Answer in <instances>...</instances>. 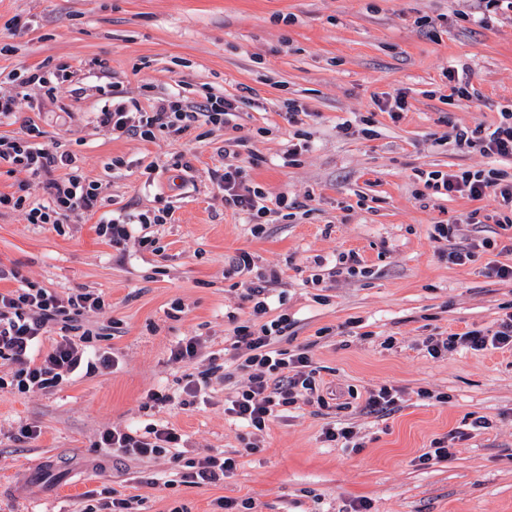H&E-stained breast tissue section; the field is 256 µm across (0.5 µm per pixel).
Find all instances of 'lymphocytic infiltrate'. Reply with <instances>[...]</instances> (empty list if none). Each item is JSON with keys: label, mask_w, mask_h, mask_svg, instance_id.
<instances>
[{"label": "lymphocytic infiltrate", "mask_w": 512, "mask_h": 512, "mask_svg": "<svg viewBox=\"0 0 512 512\" xmlns=\"http://www.w3.org/2000/svg\"><path fill=\"white\" fill-rule=\"evenodd\" d=\"M18 91L0 95V119L13 116L21 97L29 89L42 91L54 99L56 87L50 73L41 69L13 73ZM240 98L207 97L201 104L189 103L176 94L157 97L150 109H143L135 99L113 93L95 115L98 127L121 136H136L153 140L165 134L181 137L194 123L224 124L227 117L240 109ZM457 146L475 150L491 158L492 166L482 169L458 168L445 172L426 173L423 186L429 196H462L479 201L494 197L493 209L472 210L467 221L471 224H494L499 228L512 227V112L501 111L497 123L475 129H458L454 136ZM19 167L32 179L42 183L44 202L25 205L22 199L0 193V207L24 209L31 224H50L60 227L71 213L93 214L101 206L99 185L88 180L80 171L75 156L62 144L48 143L44 131L35 123H26L21 136L0 139V165ZM65 171L64 179H56L55 171ZM224 200L255 222L254 234H262L263 218L272 209H291L287 196H280L275 205L255 183L247 181L241 168L224 170ZM280 281L278 270L255 273L245 285L244 299L251 302L249 319L233 328L230 346L234 350L237 372L247 374V388L236 391L224 401V413L234 421L250 428L253 437L250 450H259L270 422L280 411L299 403H310L319 390L313 361L307 350L295 352L276 348L291 320L287 312L270 315L269 294ZM105 306L101 295L86 289L58 293L28 281L19 288L0 291V360L12 366L9 375L0 376V391L20 394L49 392L67 378L93 375L112 368L108 352L91 348L93 333L74 329L87 311ZM59 328L61 336L51 349L39 352L42 336L50 328ZM424 345L431 357L459 348L473 351L502 350L512 352V312L503 317L493 330L471 329L446 338L427 337ZM182 434L169 427L146 426L144 432L104 430L98 447L111 449L117 460H152L182 447ZM237 468L235 457L217 452L200 458H189L179 473L180 483L186 485L215 484L229 477Z\"/></svg>", "instance_id": "obj_1"}]
</instances>
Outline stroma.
<instances>
[{"mask_svg":"<svg viewBox=\"0 0 512 512\" xmlns=\"http://www.w3.org/2000/svg\"><path fill=\"white\" fill-rule=\"evenodd\" d=\"M481 12L480 0H0V72L67 68L56 100L36 110L20 102L0 122V138L39 124L76 155L103 198L95 214L58 230L0 211V268L60 293L101 295L105 308L82 322L115 360L110 371L48 393L0 392V512H80L88 491L105 488L138 497L140 512H212L222 496L250 500L252 512H348L359 500L370 512H512V353L434 358L423 345L496 329L512 306V282L487 274L497 253L480 249L453 265L430 237L442 221L457 225L459 245L506 238L496 225L467 222L493 199L416 197L418 172L488 164L436 138L491 125L512 108V14L480 26ZM463 63L477 100L447 97L444 73ZM109 87L146 109L166 93L199 102L248 87L252 96L225 126L199 122L182 137L147 142L98 128ZM397 92L406 109L395 123L374 99ZM289 100L310 112L295 128L284 119ZM296 133L308 149L288 165ZM229 161L268 199L285 193L301 209L253 236L249 215L224 200ZM162 208L171 218L148 227L152 245L133 239L120 251L96 231L111 215ZM349 249L367 276L330 274ZM243 251L258 271H279L270 306L292 320L279 347L308 348L326 400L290 407L254 453L246 428L224 416L245 375L213 376L204 402L187 408L144 405L150 391L179 392L185 374L231 365L227 315L250 308L232 272ZM319 257L326 270L313 286ZM190 336L205 340L202 356L173 362L172 349ZM383 384L400 389L399 408L362 413ZM346 401L350 409L339 410ZM478 417L487 427L472 428ZM329 422L354 426L360 449L323 443ZM25 423L40 436L14 442ZM150 424L185 435L187 457L222 451L237 469L222 483L189 487L172 483L171 456L116 467L95 445L104 430ZM452 431L466 437L451 457L420 464Z\"/></svg>","mask_w":512,"mask_h":512,"instance_id":"1","label":"stroma"}]
</instances>
